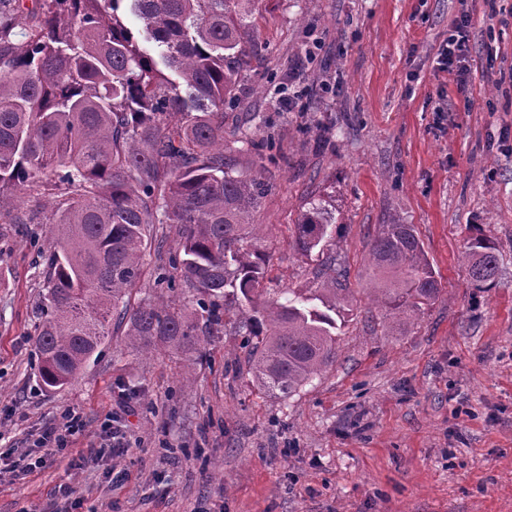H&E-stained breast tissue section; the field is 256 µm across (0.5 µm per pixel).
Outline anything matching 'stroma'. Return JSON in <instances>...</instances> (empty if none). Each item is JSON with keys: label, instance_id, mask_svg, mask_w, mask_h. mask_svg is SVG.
<instances>
[{"label": "stroma", "instance_id": "obj_1", "mask_svg": "<svg viewBox=\"0 0 512 512\" xmlns=\"http://www.w3.org/2000/svg\"><path fill=\"white\" fill-rule=\"evenodd\" d=\"M251 70L224 105V154L263 172L254 213L272 297L320 286L293 246L302 207L335 193L326 246L355 293L336 362L297 394L250 383V342L211 331L195 363L142 353L123 329L76 381L46 388L35 356L45 224H0V512H512V0H244ZM469 11L470 81L437 64ZM414 225L443 288L416 315L385 317L364 293L369 248L389 219ZM500 246L490 288L462 261L469 236ZM144 257L131 294L199 312L190 288L154 285ZM193 376H186V366ZM67 447H38L64 410ZM123 445L102 449L105 427ZM73 486L74 498L63 489Z\"/></svg>", "mask_w": 512, "mask_h": 512}]
</instances>
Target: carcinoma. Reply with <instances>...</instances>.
<instances>
[{
  "label": "carcinoma",
  "mask_w": 512,
  "mask_h": 512,
  "mask_svg": "<svg viewBox=\"0 0 512 512\" xmlns=\"http://www.w3.org/2000/svg\"><path fill=\"white\" fill-rule=\"evenodd\" d=\"M121 2L0 0L9 4L0 12V223L51 225L35 337L41 381L70 384L114 323H127L133 349L192 353L234 309L256 338L252 382L289 397L335 361L337 318L353 292L347 268L324 256L336 196L310 201L294 224L297 251L323 256L325 287L264 299L267 255L252 217L272 186L224 159V100L254 22L241 0H130L161 48L156 60L120 19ZM155 224L180 237L155 285L180 278L212 297L198 316L164 302L128 308ZM369 254L387 280L367 292L388 314L440 297L413 225H380ZM463 259L475 287L494 283V239L470 236Z\"/></svg>",
  "instance_id": "obj_1"
}]
</instances>
